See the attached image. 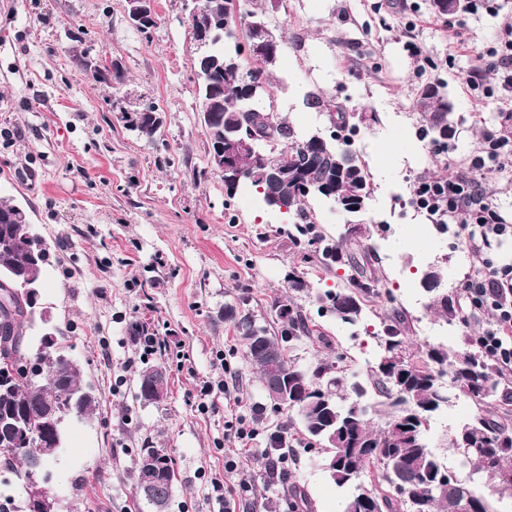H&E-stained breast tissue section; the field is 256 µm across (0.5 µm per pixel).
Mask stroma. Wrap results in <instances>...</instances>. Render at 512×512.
I'll return each instance as SVG.
<instances>
[{
	"label": "stroma",
	"instance_id": "35a3bbf8",
	"mask_svg": "<svg viewBox=\"0 0 512 512\" xmlns=\"http://www.w3.org/2000/svg\"><path fill=\"white\" fill-rule=\"evenodd\" d=\"M154 3L157 24L143 35L128 21L125 0H0V200L21 207L48 248L41 301L58 345L80 359L83 383L98 398L94 419L69 424L47 488L57 512H149L133 471L139 448L150 443L175 461L168 512H267L282 491L265 472V442L256 438L249 451L226 430L235 417L254 420L263 394L225 307L247 305L258 324L274 327L271 301L287 293L284 277L293 269L312 289L295 305L330 341L297 343L299 366L334 351L356 371L376 343L318 313L315 293L344 287L348 267L322 266L312 247L289 237L288 219L250 194L226 196L197 112L187 2ZM267 17L283 36L271 77L274 111L300 130L322 124L303 102L313 91L366 115L355 149L372 193L352 242L370 254L380 280L366 323L399 309L414 350L435 341L452 354L466 350L467 337L493 322L492 311L445 324L421 283L434 269L441 287L464 289L474 267L458 265L455 250L465 232L418 234L398 252L392 244L406 231L401 216L414 181L464 169L500 134L512 90L490 73L494 94L485 98L466 77L477 53L512 26V0H495L491 14L465 8L447 16L429 0H274ZM78 56L84 65L75 64ZM111 58L126 72V89L156 105L153 139L127 131L113 112L118 91L93 79L92 64ZM436 79L446 83L458 122L445 156L419 138L416 120V93ZM386 145L394 151L384 167L376 151ZM135 322L156 329L167 351L138 360ZM149 363L168 370L169 393L159 404L136 397ZM223 381L229 396H216L217 410H199L201 386ZM231 457L238 469L228 474ZM324 458L295 446L288 479L310 495L313 512H338ZM215 478L224 481L223 495L212 488Z\"/></svg>",
	"mask_w": 512,
	"mask_h": 512
}]
</instances>
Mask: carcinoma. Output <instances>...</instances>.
<instances>
[{
	"label": "carcinoma",
	"instance_id": "cac0c4a2",
	"mask_svg": "<svg viewBox=\"0 0 512 512\" xmlns=\"http://www.w3.org/2000/svg\"><path fill=\"white\" fill-rule=\"evenodd\" d=\"M268 0H202L215 17L217 63L212 65L210 83H198L199 112H213L217 119L206 124L209 139L229 141L246 127L241 125L250 112L257 125L254 151L238 159L244 178L239 187L251 189L271 211L298 217L288 230L297 242L314 248L316 260L323 265L343 261L352 268L347 287L319 295V310L336 321L354 326L361 321L365 303L378 294V279L365 263L347 252L349 243L334 238L307 218L306 206L318 200L342 213L347 233L358 232L352 219L365 211L371 193L369 174L353 148L349 137L356 125L348 112H333L317 94L304 97L308 108L328 114L336 134L320 132L297 137L288 117L267 105L270 69L279 53L262 61L238 50L240 36H248L249 21L266 18ZM93 77L99 83L121 86L126 79L122 66L98 65ZM421 136L432 146L449 145L456 135L453 104L441 81L427 83L416 94ZM276 156L279 175L271 177L265 164L268 155ZM0 237L11 247L0 250V271L21 280L30 272L32 232L26 212L17 205L0 200ZM16 306L10 346L0 350V360L39 358L43 376L28 380L12 378L0 387V452L20 465L17 475L28 482L31 459L37 453L35 437L42 435L44 422L69 410V395L82 391V369L69 366L61 358L60 348L42 345L35 351L23 349L25 323H34L31 307ZM276 313L277 330L256 326L250 312L224 315L233 319L247 348L249 363L260 386L280 377L288 378V397L271 405L275 413L287 416L285 423L266 435V455L288 452L293 447L294 416L300 417L301 434L318 451L336 458V467L328 472L342 492L341 512H359L354 508L361 495L372 507L365 512H497L491 495L477 492L472 479L451 481L436 453L416 447V436L423 432L422 419L434 409L463 395L477 406V414L448 435L447 448L470 467L471 474H487L495 479L492 492L512 497V433L508 416L494 420L483 414L481 405L496 398L512 405V390L499 387L497 367L483 352L448 354L444 345H432L420 353L409 350L402 314L393 310L382 319L381 329L373 333L384 363L370 366L356 382L349 379L344 355L334 361H320L304 370L292 358L295 343L306 338L327 343L322 334H314L307 316L296 307L291 296L271 303ZM434 309L447 322L462 314L459 294L451 291L437 299ZM167 371L149 366L139 373L137 397L145 404L156 402L149 382ZM157 454L160 485L172 497L176 479L175 462L165 448L148 446L138 456ZM376 472L389 491L382 493L367 484L363 476Z\"/></svg>",
	"mask_w": 512,
	"mask_h": 512
}]
</instances>
